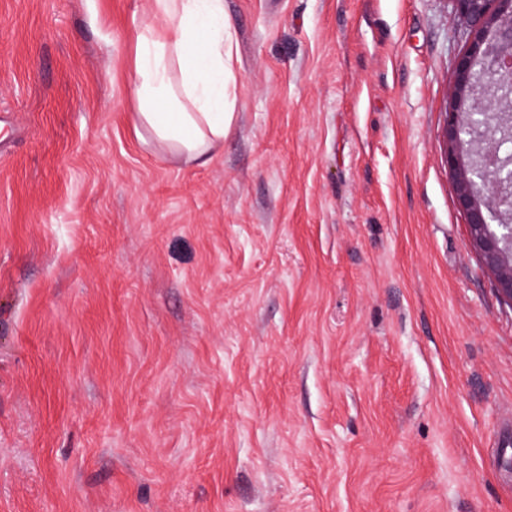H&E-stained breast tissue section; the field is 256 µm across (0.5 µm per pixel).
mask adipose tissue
<instances>
[{"label":"adipose tissue","instance_id":"obj_1","mask_svg":"<svg viewBox=\"0 0 512 512\" xmlns=\"http://www.w3.org/2000/svg\"><path fill=\"white\" fill-rule=\"evenodd\" d=\"M161 27L136 37L139 124L173 155L209 160L230 130L224 110V0H153Z\"/></svg>","mask_w":512,"mask_h":512}]
</instances>
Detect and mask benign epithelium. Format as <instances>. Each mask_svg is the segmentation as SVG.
I'll use <instances>...</instances> for the list:
<instances>
[{
	"mask_svg": "<svg viewBox=\"0 0 512 512\" xmlns=\"http://www.w3.org/2000/svg\"><path fill=\"white\" fill-rule=\"evenodd\" d=\"M449 2L465 48L445 112L446 162L470 246L512 305V0Z\"/></svg>",
	"mask_w": 512,
	"mask_h": 512,
	"instance_id": "7a95c632",
	"label": "benign epithelium"
}]
</instances>
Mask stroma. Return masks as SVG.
<instances>
[{
    "label": "stroma",
    "mask_w": 512,
    "mask_h": 512,
    "mask_svg": "<svg viewBox=\"0 0 512 512\" xmlns=\"http://www.w3.org/2000/svg\"><path fill=\"white\" fill-rule=\"evenodd\" d=\"M153 20L0 0V512H512L449 0H224L203 164L137 120Z\"/></svg>",
    "instance_id": "35a3bbf8"
}]
</instances>
